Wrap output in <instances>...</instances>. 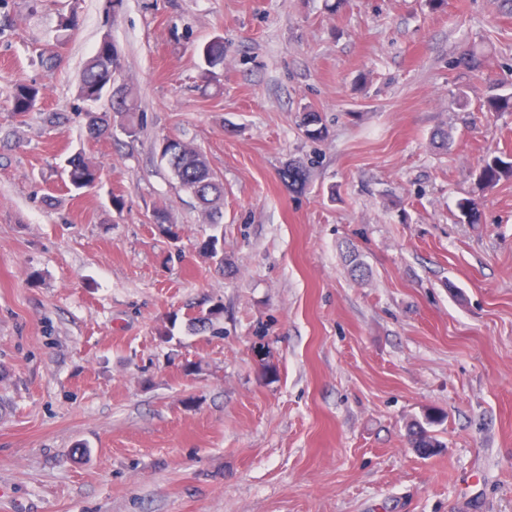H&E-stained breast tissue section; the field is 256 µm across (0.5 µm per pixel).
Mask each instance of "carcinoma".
I'll return each instance as SVG.
<instances>
[{
    "label": "carcinoma",
    "mask_w": 512,
    "mask_h": 512,
    "mask_svg": "<svg viewBox=\"0 0 512 512\" xmlns=\"http://www.w3.org/2000/svg\"><path fill=\"white\" fill-rule=\"evenodd\" d=\"M200 55L209 74L213 69L224 65L223 39L216 37L205 43L200 49ZM484 63V54L474 46L464 49L458 58V64L472 72L482 71ZM120 69V55L110 41L99 45L96 54L84 68L78 87L79 97L92 104L107 101L110 107V110L104 112L91 109L84 112V118L88 119L87 127L95 136L109 134L114 127L119 128L130 138L137 137L140 131L137 106L128 88L121 85L117 91H112L114 75ZM43 94L44 87L35 82L15 83L11 89L14 113L23 117L28 115L35 109ZM482 109L486 112H512V90L486 96ZM299 126L310 140H321L327 132L322 113L313 109L300 114ZM167 142L164 154L171 155V158L167 159L168 167L180 184L196 198L209 223H217L224 202L222 179L213 171L197 147L176 138H169ZM66 172L71 177L70 186L76 191L92 188L100 179V168L80 153L68 159ZM511 175L512 161L494 156L484 161L479 180L483 185L492 187L501 178ZM280 178L288 189L300 191L305 188L308 181L307 167L300 161L290 160L282 167ZM457 209L460 221L468 224L480 222L481 214L475 202L462 199L457 203ZM222 314L223 305L215 303L192 316L190 326L197 332L219 335L223 332L220 326ZM407 435L410 447L420 449L421 457L436 455L444 448L436 435L420 423L411 424Z\"/></svg>",
    "instance_id": "cac0c4a2"
}]
</instances>
